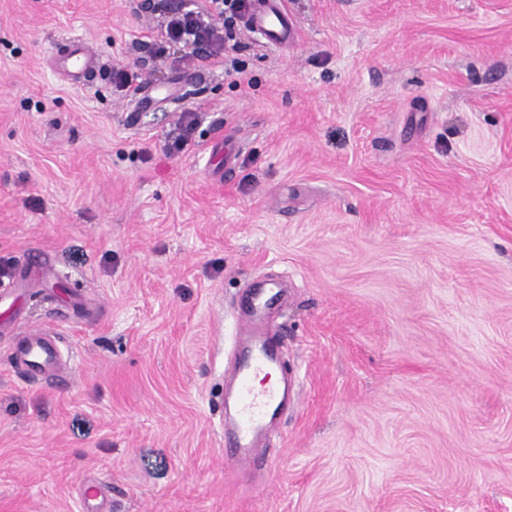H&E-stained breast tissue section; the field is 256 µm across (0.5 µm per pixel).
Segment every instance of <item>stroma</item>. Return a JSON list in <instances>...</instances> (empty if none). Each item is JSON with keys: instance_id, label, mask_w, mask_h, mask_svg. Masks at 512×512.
<instances>
[{"instance_id": "obj_1", "label": "stroma", "mask_w": 512, "mask_h": 512, "mask_svg": "<svg viewBox=\"0 0 512 512\" xmlns=\"http://www.w3.org/2000/svg\"><path fill=\"white\" fill-rule=\"evenodd\" d=\"M285 5L292 46L243 25L210 71L147 59L164 8L0 0V512L87 477L112 512H512V0ZM263 281L299 391L247 483L222 399ZM42 331L69 365L35 384ZM55 64L64 74L85 80L87 74L95 68L96 61L81 45L73 44L57 55ZM194 123L195 118L193 117L192 112H187L177 128L178 132L173 134V136H170V139L166 143V150L168 153L171 154L183 150L189 142V136ZM13 358L29 380L43 382L57 369L61 352L53 338L33 333L22 336L14 347Z\"/></svg>"}]
</instances>
